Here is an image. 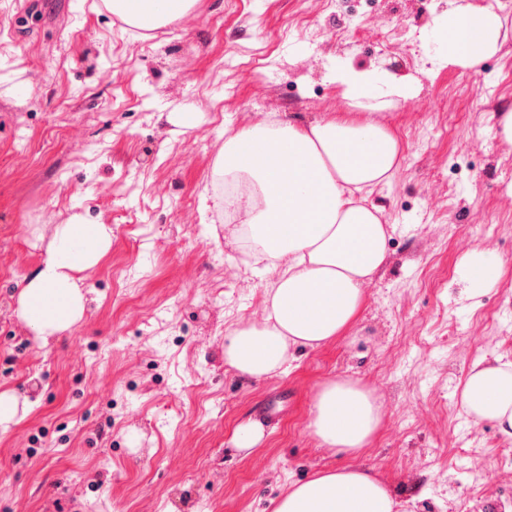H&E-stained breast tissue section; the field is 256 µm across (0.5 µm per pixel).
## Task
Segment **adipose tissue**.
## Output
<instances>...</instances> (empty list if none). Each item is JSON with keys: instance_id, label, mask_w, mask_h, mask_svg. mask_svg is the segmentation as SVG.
<instances>
[{"instance_id": "ef3b65f1", "label": "adipose tissue", "mask_w": 512, "mask_h": 512, "mask_svg": "<svg viewBox=\"0 0 512 512\" xmlns=\"http://www.w3.org/2000/svg\"><path fill=\"white\" fill-rule=\"evenodd\" d=\"M152 15L154 0H106L124 20L152 15V28L172 22L196 0H167ZM501 16L467 0L438 20L437 64L472 70L499 49ZM335 82L351 111L299 126L279 116L236 132L224 141L215 175L247 178L248 196L234 199L237 235L247 236L260 272L275 273L261 321L233 329L224 362L241 376L261 380L280 371L293 348H317L355 320L364 287L387 258L381 209L374 189L399 168V142L373 113L409 97L407 82L387 72L359 71L337 63ZM81 241L73 255L69 247ZM112 245V229L75 214L57 225L37 273L24 279L16 309L39 340L59 336L86 310L81 272L95 267ZM466 298L497 281L501 262L486 250L462 259ZM461 406L474 423L493 424L512 442V361L476 359L462 385ZM381 408L370 390L348 379L322 383L309 428L319 445L347 455L368 447L380 429ZM390 487L374 468L347 465L291 485L274 512H396Z\"/></svg>"}]
</instances>
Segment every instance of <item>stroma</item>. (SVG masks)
Masks as SVG:
<instances>
[{"label":"stroma","mask_w":512,"mask_h":512,"mask_svg":"<svg viewBox=\"0 0 512 512\" xmlns=\"http://www.w3.org/2000/svg\"><path fill=\"white\" fill-rule=\"evenodd\" d=\"M479 2L501 15V46L463 71L432 61L451 0H198L205 24L146 34L103 0H0V392L23 411L0 431V512H273L292 483L353 463L407 512L512 503V445L459 402L477 357L512 361V145L498 133L512 0ZM339 61L415 88L380 115L401 146L372 195L388 257L342 336L247 379L224 348L261 319L268 278L199 200L225 139L257 115L347 111ZM250 62L256 81L238 84ZM76 213L111 225L112 247L83 274L82 320L44 342L16 315L19 285ZM488 244L498 281L462 298L464 251ZM337 377L381 406L351 457L308 428L316 387ZM251 423L263 438L238 448Z\"/></svg>","instance_id":"1"}]
</instances>
